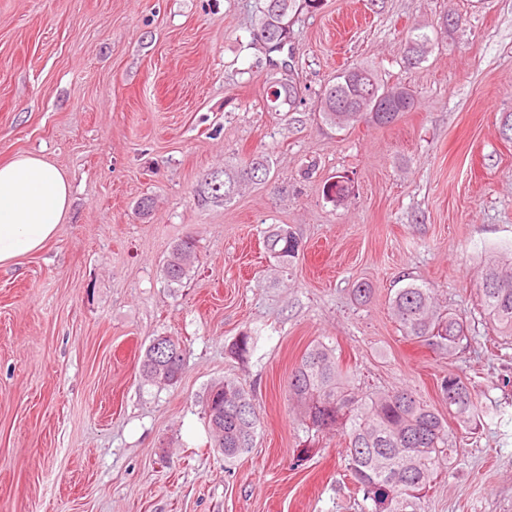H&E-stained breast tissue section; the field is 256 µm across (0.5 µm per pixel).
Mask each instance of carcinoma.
Here are the masks:
<instances>
[{"instance_id": "cac0c4a2", "label": "carcinoma", "mask_w": 512, "mask_h": 512, "mask_svg": "<svg viewBox=\"0 0 512 512\" xmlns=\"http://www.w3.org/2000/svg\"><path fill=\"white\" fill-rule=\"evenodd\" d=\"M321 0H259L252 42L262 46L269 65L291 71L290 61H276L288 42L290 16L316 9ZM431 38L424 27L408 32L407 55L420 63L430 52ZM267 108L283 105L294 111L303 102L297 85L287 78L274 82L266 97ZM416 106L413 94L402 84H388L377 70L352 64L336 74L320 94L317 104L322 121L339 130L359 122L389 126ZM271 173L266 155H256L224 165V180L216 187L205 183L214 199L230 203L242 186L264 183ZM264 248L286 268L298 253L291 228L273 226L264 237ZM196 258L190 240L177 243L164 263L168 284H180ZM480 307L497 335L512 339V256L493 255L479 287ZM390 309L404 337L450 356L468 341L466 318L441 308L433 289L413 282L398 289ZM185 356L160 358L149 345L141 360L145 382L158 388L175 385L184 369ZM443 416L407 388L363 393L340 368L335 348L317 342L302 356L288 376V397L295 404L301 425L308 431L340 430L348 437V470L362 492L363 512H421V499L441 464L453 453L449 448L448 420L460 425L478 423L489 415L465 380L448 374L438 385ZM204 404L211 442L228 459L253 447L259 413L250 394L236 381L224 380L210 387Z\"/></svg>"}]
</instances>
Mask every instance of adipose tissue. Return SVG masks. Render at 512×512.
<instances>
[{
    "label": "adipose tissue",
    "instance_id": "obj_1",
    "mask_svg": "<svg viewBox=\"0 0 512 512\" xmlns=\"http://www.w3.org/2000/svg\"><path fill=\"white\" fill-rule=\"evenodd\" d=\"M64 171L37 153L0 163V266L42 251L71 208Z\"/></svg>",
    "mask_w": 512,
    "mask_h": 512
}]
</instances>
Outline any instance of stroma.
Masks as SVG:
<instances>
[{
	"mask_svg": "<svg viewBox=\"0 0 512 512\" xmlns=\"http://www.w3.org/2000/svg\"><path fill=\"white\" fill-rule=\"evenodd\" d=\"M254 5L0 0V161L38 153L72 188L56 238L0 266V512H360L347 437L305 431L288 400L317 342L367 392L406 387L438 408V380L466 379L494 420L449 422L456 450L422 512H512V344L477 295L485 256L512 249V140L499 132L512 0H322L290 25L304 102L288 114L266 106L283 72L256 64ZM418 23L433 50L409 68ZM353 62L409 86L416 108L385 127L322 123L319 93ZM261 153L268 182L202 201L206 175ZM333 176L348 186L338 203L323 193ZM274 224L300 241L285 270L263 246ZM189 236L194 267L167 286L163 264ZM410 282L466 316L461 353L404 337L389 299ZM159 336L185 354L164 389L139 371ZM227 378L261 418L233 460L203 410Z\"/></svg>",
	"mask_w": 512,
	"mask_h": 512,
	"instance_id": "35a3bbf8",
	"label": "stroma"
}]
</instances>
